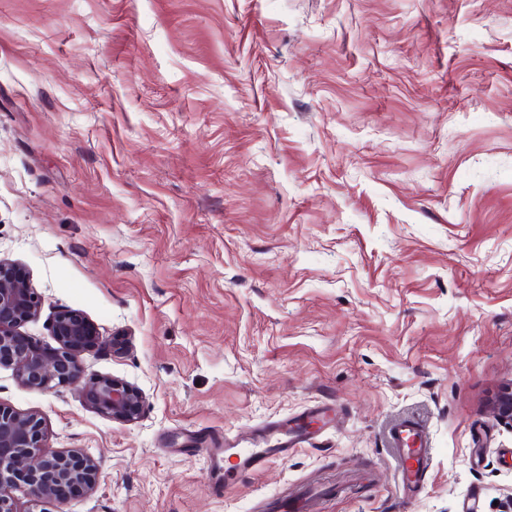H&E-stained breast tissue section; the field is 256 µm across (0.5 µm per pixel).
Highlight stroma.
<instances>
[{
	"label": "stroma",
	"mask_w": 512,
	"mask_h": 512,
	"mask_svg": "<svg viewBox=\"0 0 512 512\" xmlns=\"http://www.w3.org/2000/svg\"><path fill=\"white\" fill-rule=\"evenodd\" d=\"M0 260L106 349L23 388L87 495L20 512H512V0H0ZM320 405L330 425L215 496L194 437ZM425 427L403 487L389 431ZM492 413L498 422L512 426V383L504 386L494 399Z\"/></svg>",
	"instance_id": "1"
}]
</instances>
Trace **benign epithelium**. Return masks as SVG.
Here are the masks:
<instances>
[{
	"label": "benign epithelium",
	"instance_id": "obj_1",
	"mask_svg": "<svg viewBox=\"0 0 512 512\" xmlns=\"http://www.w3.org/2000/svg\"><path fill=\"white\" fill-rule=\"evenodd\" d=\"M40 297L27 275L0 260V366L14 370L18 383L29 390L52 392L63 386L87 387V398L99 414L115 421L136 420L143 395L114 376L86 378L83 355L102 348L104 341L80 311L64 309L52 323L57 347L49 350L22 335L21 327L39 309ZM494 418L512 426V384L492 403ZM98 480L93 460L77 450L47 446L43 421L35 413H20L0 404V512H19L11 492L21 489L39 503L68 493L91 491Z\"/></svg>",
	"mask_w": 512,
	"mask_h": 512
}]
</instances>
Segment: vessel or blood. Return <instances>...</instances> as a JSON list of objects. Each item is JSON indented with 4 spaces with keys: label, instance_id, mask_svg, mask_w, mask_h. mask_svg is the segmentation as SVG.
Instances as JSON below:
<instances>
[{
    "label": "vessel or blood",
    "instance_id": "b4317fda",
    "mask_svg": "<svg viewBox=\"0 0 512 512\" xmlns=\"http://www.w3.org/2000/svg\"><path fill=\"white\" fill-rule=\"evenodd\" d=\"M311 440V428L304 421H272L256 430L248 441L225 440L223 447L208 449L209 483L214 493L242 477L262 470L274 459H283ZM390 442L400 465L404 486L416 488L423 483L431 461V450L423 428L414 421H404L390 432Z\"/></svg>",
    "mask_w": 512,
    "mask_h": 512
}]
</instances>
